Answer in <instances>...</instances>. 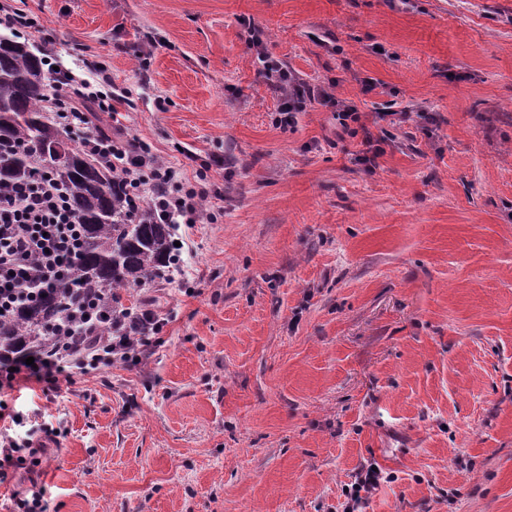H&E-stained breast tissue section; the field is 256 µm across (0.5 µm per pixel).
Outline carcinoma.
Instances as JSON below:
<instances>
[{"mask_svg": "<svg viewBox=\"0 0 512 512\" xmlns=\"http://www.w3.org/2000/svg\"><path fill=\"white\" fill-rule=\"evenodd\" d=\"M59 81L28 39L0 33V189L28 181L38 168L59 174L83 225L80 252L68 275L0 321V355L34 341L50 343L49 327L72 301L149 281L174 249V225L149 215L129 223L124 183L48 115L45 104Z\"/></svg>", "mask_w": 512, "mask_h": 512, "instance_id": "obj_1", "label": "carcinoma"}]
</instances>
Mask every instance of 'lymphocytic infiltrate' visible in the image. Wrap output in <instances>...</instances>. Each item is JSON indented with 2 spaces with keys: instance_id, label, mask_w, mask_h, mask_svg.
<instances>
[{
  "instance_id": "obj_1",
  "label": "lymphocytic infiltrate",
  "mask_w": 512,
  "mask_h": 512,
  "mask_svg": "<svg viewBox=\"0 0 512 512\" xmlns=\"http://www.w3.org/2000/svg\"><path fill=\"white\" fill-rule=\"evenodd\" d=\"M258 61L264 78L284 92L280 127L294 125L297 113L312 102L335 106L340 125L360 122L355 106L336 100L322 85L303 82L261 51ZM62 83L76 106L60 113V120L84 149L121 174L128 188L131 219L146 212L161 224H196L203 219L204 202L217 195L206 174L188 179L143 140L102 135L79 107L80 102L93 101L99 111H114L116 104L127 98V89L113 85L111 75L99 66L90 79L64 71ZM67 197L65 183L51 172L0 192V319L35 298L31 278L47 286L73 264L80 221ZM103 321L111 324V335H99L97 328ZM163 324V318L148 307L134 311L119 304L84 302L68 307L54 323L52 345L30 349L25 357L0 359V480L6 478L7 466L23 463L33 454L34 437L42 430L6 401L20 383L33 381L53 387L70 379L74 370L135 359L139 350L152 345L153 335ZM29 356L34 359L30 365L25 362Z\"/></svg>"
}]
</instances>
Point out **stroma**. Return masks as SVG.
<instances>
[{"label":"stroma","instance_id":"35a3bbf8","mask_svg":"<svg viewBox=\"0 0 512 512\" xmlns=\"http://www.w3.org/2000/svg\"><path fill=\"white\" fill-rule=\"evenodd\" d=\"M2 5L103 63L132 91L113 133L218 195L179 230L188 291L120 292L164 318L153 347L14 393L56 433L0 512L34 488L47 512H342L368 466L359 512H512V0ZM250 19L361 129L317 103L277 126ZM380 482V472L372 470V468H368L365 474H360L357 479V482L353 484L352 492H350V500L353 502L352 505H347L346 510H350V508H354L355 505H358L361 497V492H366L370 490L372 487L377 486Z\"/></svg>","mask_w":512,"mask_h":512}]
</instances>
